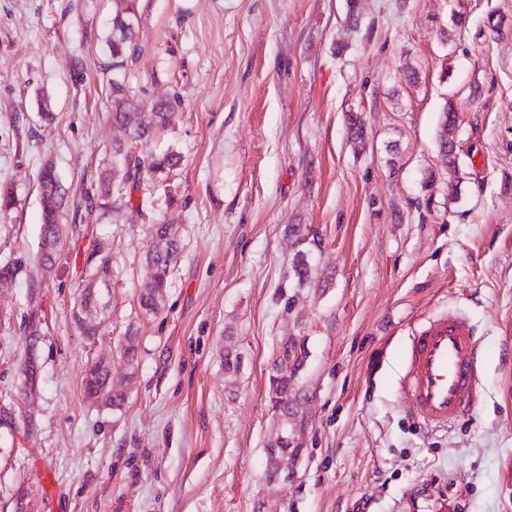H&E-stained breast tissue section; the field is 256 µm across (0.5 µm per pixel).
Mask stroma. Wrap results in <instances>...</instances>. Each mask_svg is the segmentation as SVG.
Wrapping results in <instances>:
<instances>
[{
	"label": "stroma",
	"mask_w": 512,
	"mask_h": 512,
	"mask_svg": "<svg viewBox=\"0 0 512 512\" xmlns=\"http://www.w3.org/2000/svg\"><path fill=\"white\" fill-rule=\"evenodd\" d=\"M124 5L125 83L173 111L140 154L181 162L106 215L98 176L123 135L107 40ZM47 164L65 196L48 269ZM0 191L14 199L0 262L20 266L0 292V512H433L443 496L456 512H512V0H358L353 14L347 0H0ZM165 221L183 251L148 315L143 255ZM101 248L112 280L90 340L73 303ZM452 309L476 330L477 393L435 429L399 388L402 352ZM288 340L307 355L287 483L267 477L265 446L279 431L268 376ZM102 359L124 380L123 408L85 396ZM456 129V110L453 105L445 108L443 112L442 128L439 133V146L444 155H448L454 145L452 134Z\"/></svg>",
	"instance_id": "obj_1"
}]
</instances>
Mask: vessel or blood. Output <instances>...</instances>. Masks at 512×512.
<instances>
[{"mask_svg":"<svg viewBox=\"0 0 512 512\" xmlns=\"http://www.w3.org/2000/svg\"><path fill=\"white\" fill-rule=\"evenodd\" d=\"M477 339L456 312L424 324L408 345L402 391L427 425L444 427L462 418L475 397Z\"/></svg>","mask_w":512,"mask_h":512,"instance_id":"1","label":"vessel or blood"}]
</instances>
